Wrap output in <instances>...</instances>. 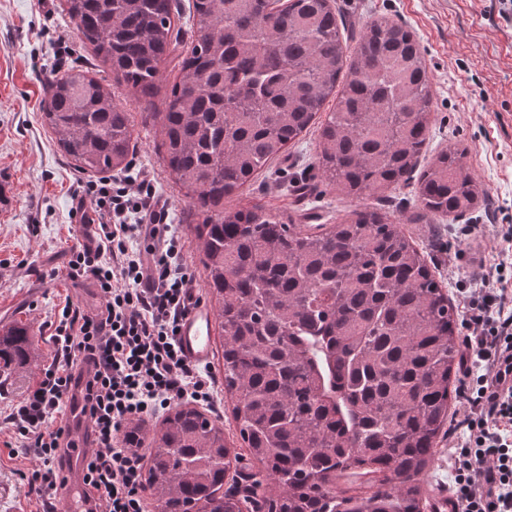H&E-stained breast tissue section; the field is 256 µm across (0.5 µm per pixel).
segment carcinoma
<instances>
[{"label": "carcinoma", "instance_id": "1", "mask_svg": "<svg viewBox=\"0 0 512 512\" xmlns=\"http://www.w3.org/2000/svg\"><path fill=\"white\" fill-rule=\"evenodd\" d=\"M96 56L147 103L176 48L172 0H65ZM197 38L165 99L159 150L192 199L195 241L218 321L224 389L269 512H424L422 476L458 403L459 311L401 225L374 210L304 232L259 205L224 208L315 123L319 167L348 196L414 185L427 214L461 217L486 191L455 145L421 171L433 89L413 33L371 20L349 53L331 0H193ZM42 121L83 173L130 166V113L81 67L48 84ZM25 327L0 332V360L32 361ZM159 512H242L223 491L237 461L224 428L179 404L150 428ZM368 476L367 490L337 486Z\"/></svg>", "mask_w": 512, "mask_h": 512}]
</instances>
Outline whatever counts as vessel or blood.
Returning a JSON list of instances; mask_svg holds the SVG:
<instances>
[{
	"instance_id": "b4317fda",
	"label": "vessel or blood",
	"mask_w": 512,
	"mask_h": 512,
	"mask_svg": "<svg viewBox=\"0 0 512 512\" xmlns=\"http://www.w3.org/2000/svg\"><path fill=\"white\" fill-rule=\"evenodd\" d=\"M214 320L213 311L204 301L193 300L189 313L180 323L177 336L178 345L188 362L197 365L211 363ZM83 385V378L73 377L66 397L68 435L62 468L66 478L64 501L68 512H89L83 480L84 460L95 442L91 423L83 411Z\"/></svg>"
}]
</instances>
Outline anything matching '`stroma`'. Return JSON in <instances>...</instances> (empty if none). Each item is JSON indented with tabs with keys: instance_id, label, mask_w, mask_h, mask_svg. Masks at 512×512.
<instances>
[{
	"instance_id": "obj_1",
	"label": "stroma",
	"mask_w": 512,
	"mask_h": 512,
	"mask_svg": "<svg viewBox=\"0 0 512 512\" xmlns=\"http://www.w3.org/2000/svg\"><path fill=\"white\" fill-rule=\"evenodd\" d=\"M193 0H174L177 47L160 65L154 111L163 109V93L181 76L179 62L196 38L189 18ZM349 38H358L373 18L386 16L417 39L434 92L431 136L420 158L428 163L440 150L464 148V161L486 190L478 207L459 218L416 220L419 203L412 187L388 191L385 198H355L325 181L318 167L319 127L311 125L278 159L231 198L232 206L262 204L292 218L298 228L317 231L352 210H377L400 223L424 253L453 303H461L456 280H467L481 266L512 254V242L492 232L495 224L512 225V21L498 14V0H332ZM88 69L108 85L116 103L130 112L136 151L125 174L144 172L169 207V222L185 241L183 262L198 289L206 287L202 254L196 250L191 201L171 180L157 145L159 119H145L144 102L95 56L63 10V0H0V328L23 322L35 337L28 371L0 386V512H43L42 499L29 484L31 459L2 455L17 444L15 409L39 381L55 356L50 321L66 301L83 308L98 305L95 288L74 285L61 268L72 247L79 218L73 193L84 173L59 149L41 119L48 83L73 66ZM473 233H465L466 225ZM456 279H449V266ZM58 268L54 278L46 272ZM234 399L218 392L207 413L224 427L231 448L241 451L225 489L246 499L261 466L243 453L233 419Z\"/></svg>"
}]
</instances>
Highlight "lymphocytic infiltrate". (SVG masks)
I'll return each instance as SVG.
<instances>
[{
  "mask_svg": "<svg viewBox=\"0 0 512 512\" xmlns=\"http://www.w3.org/2000/svg\"><path fill=\"white\" fill-rule=\"evenodd\" d=\"M74 197L94 231L71 250L66 272L91 282L100 303L62 307L55 362L14 414L15 429L36 459L32 488L51 495L64 482L62 403L74 371L91 364L84 410L96 446L85 462L87 497L95 512H144L141 460L121 440L127 425L176 400L210 406L216 393L212 373L188 363L177 341L194 276L149 179L91 180ZM476 281L465 291L459 433L449 440L448 466L457 512H512V384L502 383L512 370V264L482 267Z\"/></svg>",
  "mask_w": 512,
  "mask_h": 512,
  "instance_id": "1",
  "label": "lymphocytic infiltrate"
}]
</instances>
